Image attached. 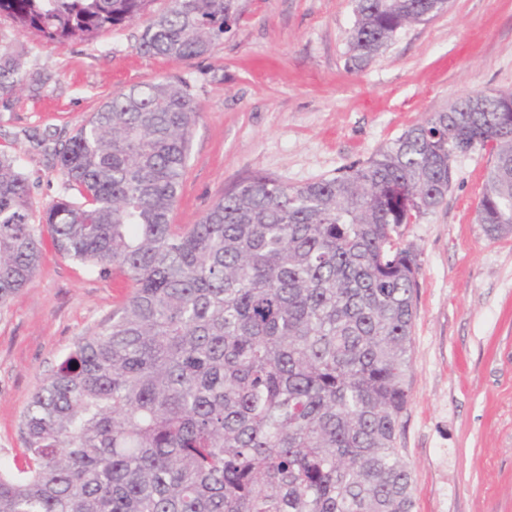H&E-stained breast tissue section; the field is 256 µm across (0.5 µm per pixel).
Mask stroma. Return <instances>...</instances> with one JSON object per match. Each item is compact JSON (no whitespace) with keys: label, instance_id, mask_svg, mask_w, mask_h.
Segmentation results:
<instances>
[{"label":"stroma","instance_id":"35a3bbf8","mask_svg":"<svg viewBox=\"0 0 512 512\" xmlns=\"http://www.w3.org/2000/svg\"><path fill=\"white\" fill-rule=\"evenodd\" d=\"M170 0L134 21L58 43L0 15V45L25 77L0 96V152L17 157L36 213L65 195L56 153L112 95L186 83L200 116L172 222L188 228L225 190L262 174L293 187L367 161L458 97L512 90V0H449L365 66L349 63L355 0H233L229 30L201 57L138 53ZM492 157L456 155L436 210L401 225L418 256L410 397L399 447L414 512H512V234L476 219ZM44 246L33 281L0 306V467L21 455L32 395L129 294Z\"/></svg>","mask_w":512,"mask_h":512}]
</instances>
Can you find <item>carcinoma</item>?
<instances>
[{
    "mask_svg": "<svg viewBox=\"0 0 512 512\" xmlns=\"http://www.w3.org/2000/svg\"><path fill=\"white\" fill-rule=\"evenodd\" d=\"M149 0H0L65 43L131 22ZM355 64L448 0H355ZM231 0H171L137 49L209 53ZM22 81L0 46V95ZM474 95L406 129L365 164L299 187L255 175L191 228L170 214L199 109L180 81L120 91L58 152L68 196L40 217L0 154V304L55 251L132 292L34 393L0 512H413L397 447L410 395L420 264L398 228L448 196L451 160L491 147L477 212L512 234V91Z\"/></svg>",
    "mask_w": 512,
    "mask_h": 512,
    "instance_id": "obj_1",
    "label": "carcinoma"
}]
</instances>
